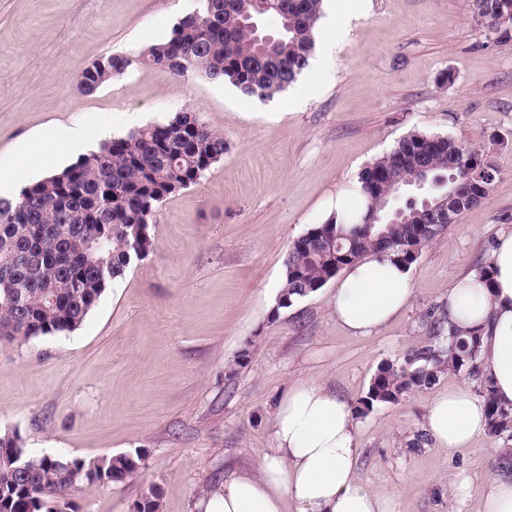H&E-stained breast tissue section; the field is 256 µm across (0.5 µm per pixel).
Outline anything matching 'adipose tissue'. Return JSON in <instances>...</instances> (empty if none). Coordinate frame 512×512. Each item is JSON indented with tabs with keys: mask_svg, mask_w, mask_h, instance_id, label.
Instances as JSON below:
<instances>
[{
	"mask_svg": "<svg viewBox=\"0 0 512 512\" xmlns=\"http://www.w3.org/2000/svg\"><path fill=\"white\" fill-rule=\"evenodd\" d=\"M90 148L82 126L51 129L19 151L15 170L0 175V198L13 180L57 168L64 155ZM490 281L470 271L454 278L442 310L449 324L480 328L481 354L498 402L512 405V230L500 232L489 251ZM410 270L369 257L345 269L329 297L337 323L354 336L374 335L401 314L411 298ZM486 404L463 382L436 396L422 425L436 447L455 452L486 431ZM272 445L259 465L225 479L204 500V512H399L398 500L360 485L355 477L358 427L349 403L314 381L294 384L280 399L271 425Z\"/></svg>",
	"mask_w": 512,
	"mask_h": 512,
	"instance_id": "1",
	"label": "adipose tissue"
}]
</instances>
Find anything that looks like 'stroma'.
<instances>
[{"label": "stroma", "instance_id": "35a3bbf8", "mask_svg": "<svg viewBox=\"0 0 512 512\" xmlns=\"http://www.w3.org/2000/svg\"><path fill=\"white\" fill-rule=\"evenodd\" d=\"M363 1L324 0L320 70L248 100L231 83L141 61L201 0H0L1 169L52 124L109 138L188 108L228 145L159 205L153 253L77 330L0 347L1 435L18 433L35 456H142L124 481L75 490L77 512H133L153 488L159 512H199L226 477L257 466L290 385L323 382L356 402L383 362L424 340L423 315L451 278L512 230V37L480 25L466 0ZM112 55L128 69L81 93L76 76ZM414 131L483 147L502 173L411 266L405 312L360 337L331 317L330 287L278 308L290 243ZM459 380L442 374L359 417V484L398 493L401 512H480L504 440L484 435L452 455L410 445L429 403Z\"/></svg>", "mask_w": 512, "mask_h": 512}]
</instances>
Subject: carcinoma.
<instances>
[{"label": "carcinoma", "mask_w": 512, "mask_h": 512, "mask_svg": "<svg viewBox=\"0 0 512 512\" xmlns=\"http://www.w3.org/2000/svg\"><path fill=\"white\" fill-rule=\"evenodd\" d=\"M323 0H277L270 15L278 30L261 27L263 14L250 0H202L201 9L182 18L169 38L151 46L147 62L182 76L193 70L214 81H228L247 98L266 99L294 84L309 63ZM475 17L506 37L512 32V0H473ZM130 60L113 55L75 78L92 94L126 71ZM228 149L224 136L209 129L195 112L148 125L124 137L104 140L64 170L24 187L13 200L0 199V267L4 258L23 255L12 277L0 279V345L76 330L112 281L130 264L153 252L149 232L159 204L197 184ZM484 149L441 135L411 132L360 176L364 210L354 218L336 216L294 239L284 262L279 306L287 308L323 287L340 270L366 255L406 267L446 226L427 224L430 208L445 202L464 209L480 202ZM425 167L420 194L405 183ZM404 209L406 220L363 223L374 210ZM353 228L346 232L342 224ZM438 307L425 319L428 341L403 358L377 369L354 406L364 416L377 405L395 404L423 390L446 371L477 382L487 404V434L512 441V408L497 401L484 376L479 332L445 327ZM141 455L119 453L89 461L36 457L15 434L0 436V512H76L65 493L82 482H120L139 468ZM160 489L134 504V512H157Z\"/></svg>", "instance_id": "obj_1"}]
</instances>
